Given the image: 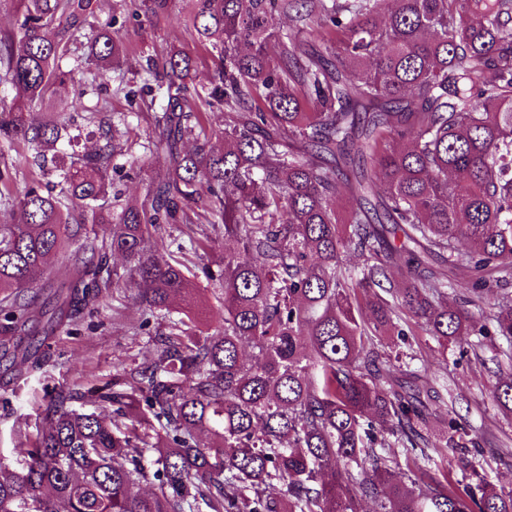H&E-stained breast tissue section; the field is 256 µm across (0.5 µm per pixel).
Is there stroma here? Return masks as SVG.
<instances>
[{"mask_svg": "<svg viewBox=\"0 0 512 512\" xmlns=\"http://www.w3.org/2000/svg\"><path fill=\"white\" fill-rule=\"evenodd\" d=\"M144 38L147 46L159 51L193 46L185 11L179 6ZM190 286L201 298L190 312L191 330L200 336L211 335L220 311V294L200 275L191 278ZM145 317L146 311L139 303L123 294H113L104 300L98 322L81 326L78 334L50 339L42 371L32 374L25 384L13 385L11 371L0 366V454L14 455L17 447L26 445L28 435L34 434V426L27 423L34 415L33 392L76 380L92 384L111 374L119 359L132 356L142 362L153 357V341L136 333ZM505 347V341L496 340L477 357L461 353L452 345L446 361L441 362L434 341L422 335L413 357L403 359L401 367L416 371L425 364L442 365L448 391L456 399V416L478 438L487 480L508 488L512 487V416L502 413L490 395L495 382L491 358Z\"/></svg>", "mask_w": 512, "mask_h": 512, "instance_id": "obj_1", "label": "stroma"}]
</instances>
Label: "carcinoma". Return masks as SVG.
<instances>
[{"instance_id":"carcinoma-1","label":"carcinoma","mask_w":512,"mask_h":512,"mask_svg":"<svg viewBox=\"0 0 512 512\" xmlns=\"http://www.w3.org/2000/svg\"><path fill=\"white\" fill-rule=\"evenodd\" d=\"M176 2L115 0L102 20L98 0H20L0 31V144L40 172L15 194L0 171V355L41 369L55 328L110 289L165 324L151 359L34 397L30 447L0 456V512H512V488L477 470L454 410L429 436L438 371L401 373L386 343L412 348L416 327L441 351L505 340L491 396L512 414V0H186L208 82L172 48L141 51L143 84H130L122 27H154ZM76 72L84 87L33 124ZM111 81L151 114L144 149L166 160L140 206L114 178L137 136L128 115L79 112ZM85 122L97 127L86 148ZM176 224L197 246L236 243L201 267L222 291L211 336L171 317L192 274L158 235ZM54 259L69 280L48 312L33 290ZM450 273L462 307L448 304ZM492 294V327L476 329L469 308ZM87 395L100 412L73 407Z\"/></svg>"}]
</instances>
